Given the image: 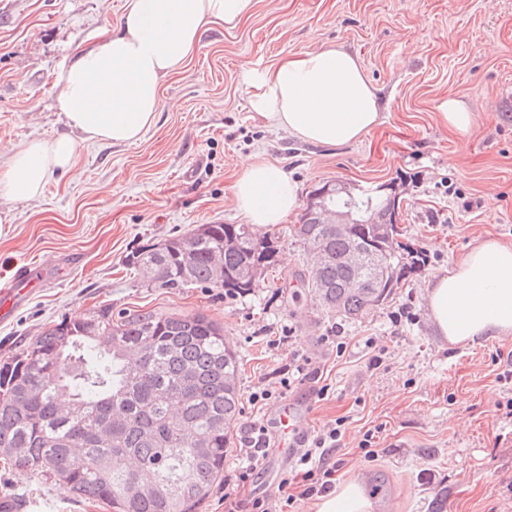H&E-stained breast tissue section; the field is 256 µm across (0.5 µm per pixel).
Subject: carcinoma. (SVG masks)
<instances>
[{"mask_svg": "<svg viewBox=\"0 0 512 512\" xmlns=\"http://www.w3.org/2000/svg\"><path fill=\"white\" fill-rule=\"evenodd\" d=\"M365 224L329 233L300 217L295 239L333 258L353 246L375 263L361 288L334 262L296 273L307 294L330 313L364 317L388 302L421 268L426 254L399 240L395 203L356 198ZM277 245L247 224H201L189 235L142 247L127 265L154 288H222L245 298V270L275 265ZM240 358L224 328L202 315L103 306L63 320L0 364V456L3 466L35 469L73 499L113 512H197L223 476L224 453L240 418ZM152 481L139 496L129 484Z\"/></svg>", "mask_w": 512, "mask_h": 512, "instance_id": "carcinoma-1", "label": "carcinoma"}]
</instances>
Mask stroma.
Segmentation results:
<instances>
[{"label":"stroma","mask_w":512,"mask_h":512,"mask_svg":"<svg viewBox=\"0 0 512 512\" xmlns=\"http://www.w3.org/2000/svg\"><path fill=\"white\" fill-rule=\"evenodd\" d=\"M123 0H0V150L67 129L56 112V72L85 46L109 39ZM358 58L381 119L360 140L301 141L251 108L250 72L327 46ZM475 115L462 134L439 111L447 97ZM155 126L139 144L83 143L75 167L42 197L0 210V277L56 262L45 287L0 324V359L62 320L113 311L203 314L220 323L242 363L243 422L271 423L300 403L307 431L339 427L336 481L356 480L373 512H512V399L502 380L512 333L452 344L426 305L431 278L488 237L512 245V0H255L235 27L205 25L183 67L164 79ZM257 155L300 187L328 181L406 180L400 224L429 260L368 316L324 311L292 289L310 259L290 214L272 229L278 262L263 287L229 300L220 288L145 286L126 264L132 251L201 224H242L232 201L240 161ZM291 335L290 344L278 337ZM346 343L338 353V343ZM382 362L374 366V348ZM311 358L329 390L304 380L285 391L293 355ZM269 400L252 403L259 389ZM370 448H362L365 435ZM29 512H110L70 498L54 480L0 467V496Z\"/></svg>","instance_id":"1"}]
</instances>
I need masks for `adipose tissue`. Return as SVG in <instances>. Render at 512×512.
Returning <instances> with one entry per match:
<instances>
[{
  "instance_id": "1",
  "label": "adipose tissue",
  "mask_w": 512,
  "mask_h": 512,
  "mask_svg": "<svg viewBox=\"0 0 512 512\" xmlns=\"http://www.w3.org/2000/svg\"><path fill=\"white\" fill-rule=\"evenodd\" d=\"M254 0H124L118 31L79 52L56 75V107L68 132L34 139L5 158L0 193L16 204L39 199L53 174L75 165L79 142L137 144L154 126L163 79L179 69L201 29L232 27ZM253 110L270 125L315 143H347L379 120L377 94L358 59L330 47L306 53L270 74H247ZM234 204L256 230L281 224L299 206V187L272 163L249 158L234 186ZM430 319L450 343H473L512 332V245L487 238L447 271L427 293ZM357 482L339 485L316 512H372Z\"/></svg>"
}]
</instances>
